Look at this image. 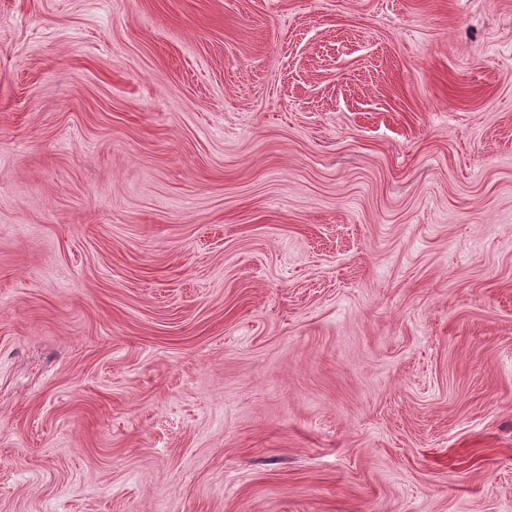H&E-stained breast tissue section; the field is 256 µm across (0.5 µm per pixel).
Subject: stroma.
I'll list each match as a JSON object with an SVG mask.
<instances>
[{
    "label": "stroma",
    "mask_w": 512,
    "mask_h": 512,
    "mask_svg": "<svg viewBox=\"0 0 512 512\" xmlns=\"http://www.w3.org/2000/svg\"><path fill=\"white\" fill-rule=\"evenodd\" d=\"M0 512H512V0H0Z\"/></svg>",
    "instance_id": "obj_1"
}]
</instances>
